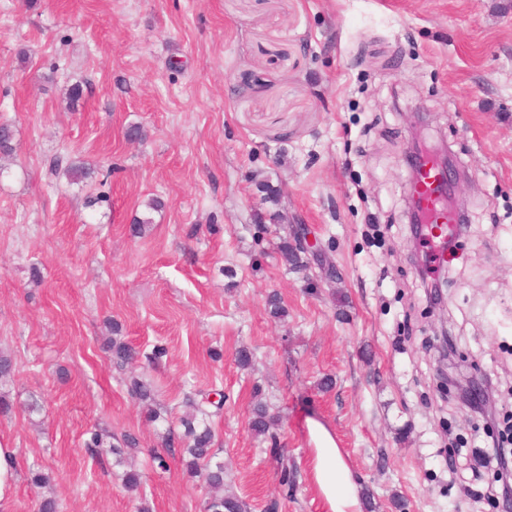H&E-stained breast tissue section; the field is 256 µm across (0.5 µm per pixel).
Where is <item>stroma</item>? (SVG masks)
<instances>
[{
	"label": "stroma",
	"instance_id": "stroma-1",
	"mask_svg": "<svg viewBox=\"0 0 512 512\" xmlns=\"http://www.w3.org/2000/svg\"><path fill=\"white\" fill-rule=\"evenodd\" d=\"M415 112L458 172L470 226L451 251L431 235L407 246ZM0 124L16 147L0 176V350L14 361L0 381L1 512H34L37 471L58 512H204V480L164 439L214 388L224 490L247 512H327L312 420L343 449L363 512H505L494 470L512 428V0H0ZM133 125L141 140L127 139ZM59 155L93 178L52 172ZM275 210L303 219L335 285L282 263L284 224L254 220ZM441 270L434 306L425 280ZM112 322L142 353L132 368L103 350ZM156 345L165 355L147 362ZM134 374L160 420L130 395ZM473 375L494 421L457 397ZM258 401L274 440L248 429ZM90 429L139 446L117 464L85 448Z\"/></svg>",
	"mask_w": 512,
	"mask_h": 512
}]
</instances>
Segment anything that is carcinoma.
I'll list each match as a JSON object with an SVG mask.
<instances>
[{
	"label": "carcinoma",
	"instance_id": "cac0c4a2",
	"mask_svg": "<svg viewBox=\"0 0 512 512\" xmlns=\"http://www.w3.org/2000/svg\"><path fill=\"white\" fill-rule=\"evenodd\" d=\"M14 137L15 133L11 126L0 124V157H8L13 153ZM53 168L56 173H61L72 181L87 180L93 174L91 168L83 164L77 165L71 161L65 163L61 159L54 162ZM278 250L285 265L294 268L304 263V255L295 252L290 247L288 237L284 236L280 239ZM105 350L111 364L119 369L135 362L139 357V353L132 345L117 337L108 341ZM129 391L135 399L141 402L151 399L152 396L151 384L138 378L132 379ZM205 404L219 410L224 406V395H219V400L216 402L210 401L207 393L202 394L201 401L198 403L192 399L188 400V406L192 407L193 412L180 419V424L183 427L179 441L182 449V462L186 471L192 476L201 470L206 471L208 483L218 490V493L205 501L204 512H245L246 505L239 498L220 494V490L224 487V462L216 459L215 436L206 421V411L203 408ZM248 427L257 436L269 432L270 419L267 409L263 405L254 406L248 420ZM47 482L48 477L44 474L39 472L32 474L31 484L38 489L36 492L37 512H57L56 500L39 492V489L43 488Z\"/></svg>",
	"mask_w": 512,
	"mask_h": 512
}]
</instances>
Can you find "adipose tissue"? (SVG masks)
<instances>
[{
	"instance_id": "1",
	"label": "adipose tissue",
	"mask_w": 512,
	"mask_h": 512,
	"mask_svg": "<svg viewBox=\"0 0 512 512\" xmlns=\"http://www.w3.org/2000/svg\"><path fill=\"white\" fill-rule=\"evenodd\" d=\"M314 444L312 475L328 512H362L359 488L334 436L319 422H310Z\"/></svg>"
}]
</instances>
